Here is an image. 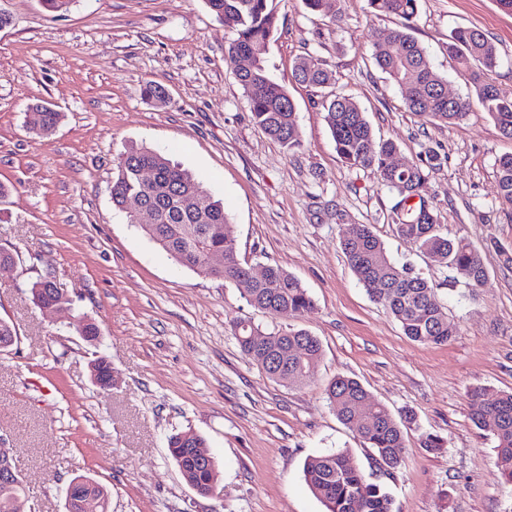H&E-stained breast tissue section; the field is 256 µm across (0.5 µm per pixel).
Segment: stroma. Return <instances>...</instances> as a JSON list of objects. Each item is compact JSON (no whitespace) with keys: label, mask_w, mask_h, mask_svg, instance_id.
Returning <instances> with one entry per match:
<instances>
[{"label":"stroma","mask_w":512,"mask_h":512,"mask_svg":"<svg viewBox=\"0 0 512 512\" xmlns=\"http://www.w3.org/2000/svg\"><path fill=\"white\" fill-rule=\"evenodd\" d=\"M278 26L266 65L296 106L303 146L290 153L253 122L229 38L205 0H73L60 16L40 0H0V245L17 265L0 272V318L18 341L0 352V446L25 481V512H65L79 475L111 495V512H324L303 476L307 457L348 451L386 487L394 512H512V485L494 468L496 441L472 420L470 393L512 391V214L497 199L496 162L512 154L492 118L476 108L461 123L432 125L409 112L400 89L371 59L378 28L367 0H342L341 24L274 0ZM415 35L454 96L469 85L447 51L457 27L498 47L491 75L512 91V13L497 0H418ZM317 56L335 84L293 79L295 62ZM167 98L146 100V82ZM340 93L364 110L375 138L398 158L440 153L424 193L442 229L484 252L487 277L470 289L394 237V198L376 173L342 163L322 102ZM61 112L54 135L28 127L36 106ZM158 150L222 201L241 261L280 266L314 301L297 319L250 306L232 283L177 265L112 205L115 163L128 145ZM372 225L393 262L434 286L455 336L444 345L409 340L349 268L340 242ZM51 274L76 313L101 329L83 341L64 312L35 306L28 286ZM251 318L262 333L303 328L323 354L307 384L267 377L240 351L232 329ZM112 364L111 389L90 364ZM337 376L359 380L393 413L411 411L404 463L381 469L376 452L329 406ZM204 437L217 460L213 496L197 494L171 460L167 439ZM442 440L425 448L426 436Z\"/></svg>","instance_id":"1"}]
</instances>
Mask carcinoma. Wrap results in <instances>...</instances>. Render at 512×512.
I'll return each instance as SVG.
<instances>
[{
  "label": "carcinoma",
  "mask_w": 512,
  "mask_h": 512,
  "mask_svg": "<svg viewBox=\"0 0 512 512\" xmlns=\"http://www.w3.org/2000/svg\"><path fill=\"white\" fill-rule=\"evenodd\" d=\"M225 29L233 33L226 46L231 57H246L251 68L237 75L256 125L271 139L291 151L301 147L295 105L288 90L268 73L265 59L277 26L273 0H206ZM375 14L398 19L394 27L378 31L372 44V58L387 78L404 94L409 111L434 125H456L478 105L487 112L500 133L512 139V94H506L487 80L500 62L495 43L477 28L460 27L448 36V56L457 60L470 79L473 94L453 102L439 98L435 88L445 79L433 68L425 47L412 34L418 0H368ZM294 80L309 87H325L335 81L313 55L299 58ZM326 121L339 157L350 167L370 169L395 196L387 218L394 235L403 243L450 269L469 288L475 289L486 277L483 251L463 237L441 232L435 207L422 193L427 171L441 165L440 155L428 149L407 169L395 170L389 160L397 152L390 139L376 140L366 113L357 102L336 94L325 100ZM61 114L43 108L32 113L35 135L48 138L58 126ZM148 168L155 181L147 187L139 171ZM498 198L512 207V155L496 162ZM203 187L193 175L165 155L146 146L131 145L118 157L112 180V204L129 223L134 220L128 203L138 198L158 210L157 221L140 230L179 265L206 271L210 252L224 254V269L218 278L241 290L248 303L272 315L297 318L313 307V300L300 280L279 266L267 267V275L251 280V267L241 262L236 240L231 236L224 205L210 202L200 210L195 200ZM346 261L368 295L381 304L410 340L424 345H441L454 336L456 327L439 302L434 287L407 266L391 261L384 243L370 224H357L341 242ZM234 335L245 357L271 379L305 384L322 353L321 342L305 329L263 335L255 325L240 319ZM325 395L336 417L355 428L363 441L376 449V462L389 469L405 458L404 429L413 415L399 416L375 399L363 385L349 377H336L325 387ZM476 408L472 421L477 429L496 440L495 467L500 478L512 484V392L489 400L476 389L471 394ZM371 408L360 415L362 400ZM169 455L184 480L200 495L216 483L217 461L204 438L177 433L168 439ZM304 479L326 512H393V500L385 488L356 465L346 451L332 450L307 458ZM84 498L101 500L99 512H109L110 500L102 489L75 485Z\"/></svg>",
  "instance_id": "cac0c4a2"
}]
</instances>
